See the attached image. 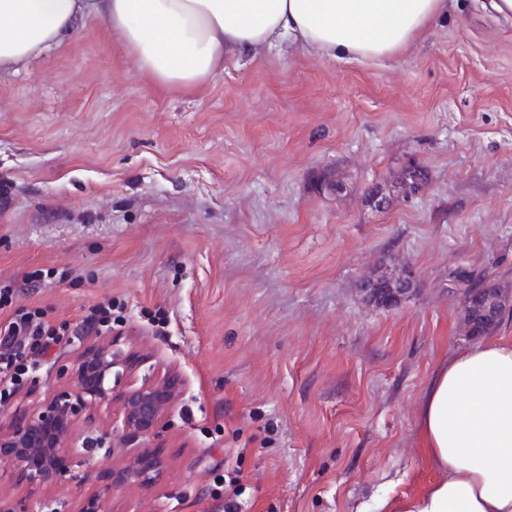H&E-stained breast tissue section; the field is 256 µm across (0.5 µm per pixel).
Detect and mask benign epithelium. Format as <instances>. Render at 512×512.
Masks as SVG:
<instances>
[{
    "instance_id": "obj_1",
    "label": "benign epithelium",
    "mask_w": 512,
    "mask_h": 512,
    "mask_svg": "<svg viewBox=\"0 0 512 512\" xmlns=\"http://www.w3.org/2000/svg\"><path fill=\"white\" fill-rule=\"evenodd\" d=\"M416 276L399 270L369 277L361 285L364 299L373 305L392 308L415 291ZM466 332L481 337L497 323L504 301L496 288H482L466 300ZM145 359L135 358L119 346L118 340L87 348L72 369L68 383L37 410L21 419L0 423V463L33 488L68 482L80 489L90 479L109 488L114 482L148 483L161 468V461L149 452L141 453L133 465L119 474L101 466L92 475L86 461L64 455L79 416L92 406H120L122 433L133 438L157 437L163 420L182 392L176 376L146 375L136 378ZM76 512H106L98 494L84 496Z\"/></svg>"
}]
</instances>
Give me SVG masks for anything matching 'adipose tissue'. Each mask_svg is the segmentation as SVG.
I'll return each instance as SVG.
<instances>
[{
	"label": "adipose tissue",
	"instance_id": "ef3b65f1",
	"mask_svg": "<svg viewBox=\"0 0 512 512\" xmlns=\"http://www.w3.org/2000/svg\"><path fill=\"white\" fill-rule=\"evenodd\" d=\"M448 0H0V73H17L98 18L161 87L191 88L228 59L288 43L317 56L393 55L447 17ZM441 473L381 512H512V336L468 348L435 373L420 412Z\"/></svg>",
	"mask_w": 512,
	"mask_h": 512
}]
</instances>
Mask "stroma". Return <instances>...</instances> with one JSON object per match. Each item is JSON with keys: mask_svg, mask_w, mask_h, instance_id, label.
Here are the masks:
<instances>
[{"mask_svg": "<svg viewBox=\"0 0 512 512\" xmlns=\"http://www.w3.org/2000/svg\"><path fill=\"white\" fill-rule=\"evenodd\" d=\"M409 164L418 195L368 202ZM328 174L341 192L321 191ZM403 267L414 293L364 301L366 278ZM459 269L512 297V25L482 10L380 61L260 49L191 90L157 87L88 19L0 76V283L69 330L0 410L30 414L114 338L184 383L158 437L126 439L115 404L77 419L82 459L163 463L114 485L106 512H218L214 478L236 467L242 512L419 493L437 476L423 392L473 343ZM105 299L122 322L85 331ZM99 488L6 475L0 507L75 512Z\"/></svg>", "mask_w": 512, "mask_h": 512, "instance_id": "1", "label": "stroma"}]
</instances>
